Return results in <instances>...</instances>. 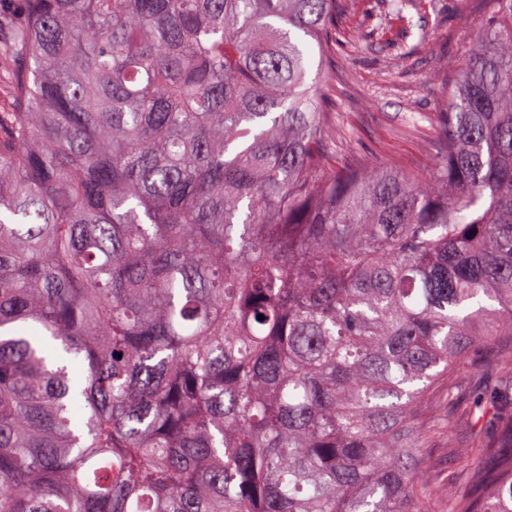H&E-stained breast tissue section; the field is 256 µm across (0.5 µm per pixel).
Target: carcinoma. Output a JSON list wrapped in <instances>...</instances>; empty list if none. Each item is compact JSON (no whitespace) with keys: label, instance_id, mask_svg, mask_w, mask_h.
Segmentation results:
<instances>
[{"label":"carcinoma","instance_id":"carcinoma-1","mask_svg":"<svg viewBox=\"0 0 512 512\" xmlns=\"http://www.w3.org/2000/svg\"><path fill=\"white\" fill-rule=\"evenodd\" d=\"M492 2L425 173L330 162L336 0L0 16V512H512V452L441 509L421 472L512 337Z\"/></svg>","mask_w":512,"mask_h":512}]
</instances>
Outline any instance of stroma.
I'll return each instance as SVG.
<instances>
[{
	"label": "stroma",
	"instance_id": "obj_1",
	"mask_svg": "<svg viewBox=\"0 0 512 512\" xmlns=\"http://www.w3.org/2000/svg\"><path fill=\"white\" fill-rule=\"evenodd\" d=\"M330 62L320 83L331 103L337 166L362 163L425 171L438 161L439 112L448 84L479 45L490 0H405L402 15L387 0H341ZM451 410L457 431L432 429L423 470L439 496L470 479L455 455L475 441L512 450V414L484 417L490 396L512 390L488 352L471 354Z\"/></svg>",
	"mask_w": 512,
	"mask_h": 512
}]
</instances>
